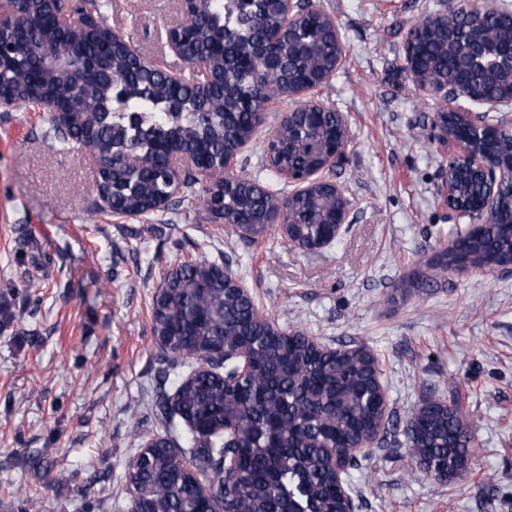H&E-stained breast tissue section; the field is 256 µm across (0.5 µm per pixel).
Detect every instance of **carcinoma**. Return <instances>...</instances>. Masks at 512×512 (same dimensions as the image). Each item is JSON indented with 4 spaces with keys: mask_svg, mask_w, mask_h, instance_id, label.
<instances>
[{
    "mask_svg": "<svg viewBox=\"0 0 512 512\" xmlns=\"http://www.w3.org/2000/svg\"><path fill=\"white\" fill-rule=\"evenodd\" d=\"M197 10L200 29L184 44L189 53L208 56L211 69L224 78V94L202 98L189 79L174 84L156 65L136 61L117 46L107 69L138 93L125 101L124 111L105 114L100 107L112 90L110 79H103L88 93L86 110L73 116L72 130L55 127V136L75 141L106 163L94 190L111 197L119 215H142L170 192L167 154L149 136L159 127L165 141L202 149L209 174L203 204L216 219L230 224L251 218L257 224L253 234L260 237L270 230L265 214L286 202L294 230L316 233L335 211V197L267 194L242 175L240 184L226 191L224 173L226 156L253 137L255 113L277 97L284 78L309 81L330 68L336 44L322 34L325 22L299 20L301 34L280 43L286 62L278 71L253 54L255 41L282 27L278 0H257L248 14L239 0H200ZM27 22L37 52L6 55L0 88L41 105L31 85L34 69L40 70L42 87L65 94L74 88L73 74L101 48L74 40L70 48L58 49L59 36L38 0L29 3ZM417 24V55L429 78L469 84L481 95L495 91L491 74L499 64L476 59L473 49L492 37L512 38L511 10L482 18L468 12L445 19L427 14ZM335 126L332 113L319 112L301 113L294 124L279 127L281 167L319 165ZM499 197L497 223L484 224L476 238L466 231L456 234L470 264L486 271L512 253V188L503 186ZM215 266L207 258L191 260L176 276L163 278L162 296L152 301L153 330L167 336L163 352L176 364L191 367L228 347L248 356L251 373L229 389L221 370L187 375L173 397L158 401L164 435L184 424L187 448L180 456L151 449L129 463L131 504L143 512H344L325 450L348 448L375 432L383 419L374 382L379 366L347 349L323 353L303 332L281 340L257 320L254 302L224 281V274L205 272ZM433 401L436 411L408 415L406 445L418 460L442 471L470 458L471 437L460 397ZM226 425L239 437L237 468L227 478L224 435L200 439V433ZM202 484L210 489L206 500L200 497Z\"/></svg>",
    "mask_w": 512,
    "mask_h": 512,
    "instance_id": "cac0c4a2",
    "label": "carcinoma"
}]
</instances>
